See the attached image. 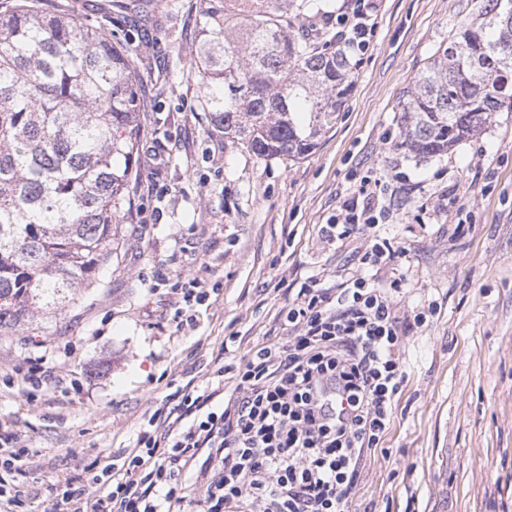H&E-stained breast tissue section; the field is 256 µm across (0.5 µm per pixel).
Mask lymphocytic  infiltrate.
Returning a JSON list of instances; mask_svg holds the SVG:
<instances>
[{
  "mask_svg": "<svg viewBox=\"0 0 512 512\" xmlns=\"http://www.w3.org/2000/svg\"><path fill=\"white\" fill-rule=\"evenodd\" d=\"M378 208V188L360 186L321 235L363 236L361 265L384 269L402 249L375 234ZM402 290L399 277L382 285L354 274L335 287L307 278L280 314L281 336L157 409L122 465L92 475L105 492L64 485L61 512H348L363 460L393 421L408 332L438 312L432 303L398 317Z\"/></svg>",
  "mask_w": 512,
  "mask_h": 512,
  "instance_id": "f902f5d3",
  "label": "lymphocytic infiltrate"
}]
</instances>
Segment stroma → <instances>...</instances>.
Wrapping results in <instances>:
<instances>
[{
  "instance_id": "35a3bbf8",
  "label": "stroma",
  "mask_w": 512,
  "mask_h": 512,
  "mask_svg": "<svg viewBox=\"0 0 512 512\" xmlns=\"http://www.w3.org/2000/svg\"><path fill=\"white\" fill-rule=\"evenodd\" d=\"M143 21L112 0H43L87 22L112 17L141 76L132 210L98 287L0 336V423L20 457L10 476L22 512H55L58 485L87 494V470L122 464L149 416L205 385L229 336L231 360L271 336L308 277L341 283L361 268L352 242L320 229L362 177L387 184L377 232L404 252L381 279L403 276L398 316L439 312L409 333L406 382L381 451L363 462L351 512H512V112L456 148L418 156L400 145L401 105L471 0H376L374 32L352 91L315 150L257 159L207 128L196 0ZM160 190L148 193V184ZM212 273L219 292L173 316L180 294L155 286Z\"/></svg>"
}]
</instances>
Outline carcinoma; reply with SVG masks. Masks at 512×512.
I'll return each mask as SVG.
<instances>
[{"mask_svg": "<svg viewBox=\"0 0 512 512\" xmlns=\"http://www.w3.org/2000/svg\"><path fill=\"white\" fill-rule=\"evenodd\" d=\"M402 105L401 145L441 154L512 110V0H472ZM148 15L176 0H114ZM336 0H196L190 67L213 131L260 160L309 155L351 92ZM129 46L103 23L48 14L38 0L0 12V335L97 285L112 225L131 204L144 109Z\"/></svg>", "mask_w": 512, "mask_h": 512, "instance_id": "cac0c4a2", "label": "carcinoma"}]
</instances>
